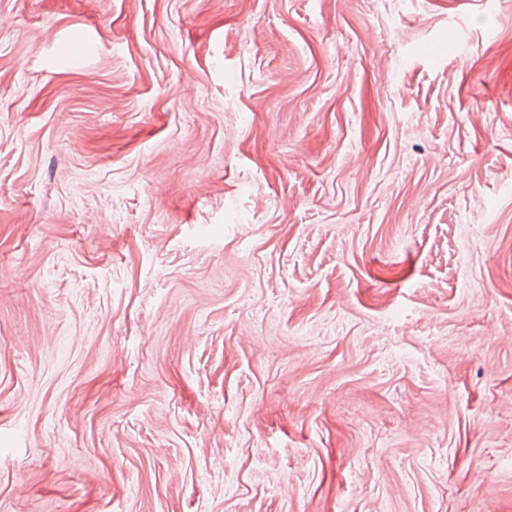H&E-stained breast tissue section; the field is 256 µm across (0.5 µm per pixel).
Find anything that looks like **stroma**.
<instances>
[{
    "instance_id": "stroma-1",
    "label": "stroma",
    "mask_w": 512,
    "mask_h": 512,
    "mask_svg": "<svg viewBox=\"0 0 512 512\" xmlns=\"http://www.w3.org/2000/svg\"><path fill=\"white\" fill-rule=\"evenodd\" d=\"M0 512H512V0H0ZM70 50L58 59V62H64L72 65L79 56H87L93 49V42L88 38L83 28H73L68 34Z\"/></svg>"
}]
</instances>
